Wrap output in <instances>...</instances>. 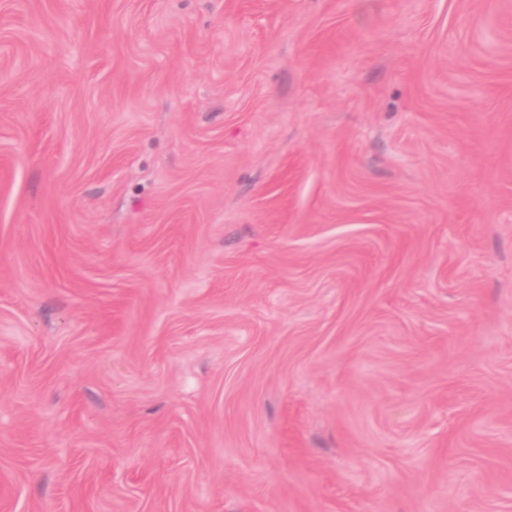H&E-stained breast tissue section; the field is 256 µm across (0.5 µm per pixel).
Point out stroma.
I'll list each match as a JSON object with an SVG mask.
<instances>
[{
  "instance_id": "35a3bbf8",
  "label": "stroma",
  "mask_w": 512,
  "mask_h": 512,
  "mask_svg": "<svg viewBox=\"0 0 512 512\" xmlns=\"http://www.w3.org/2000/svg\"><path fill=\"white\" fill-rule=\"evenodd\" d=\"M0 512H512V0H0Z\"/></svg>"
}]
</instances>
